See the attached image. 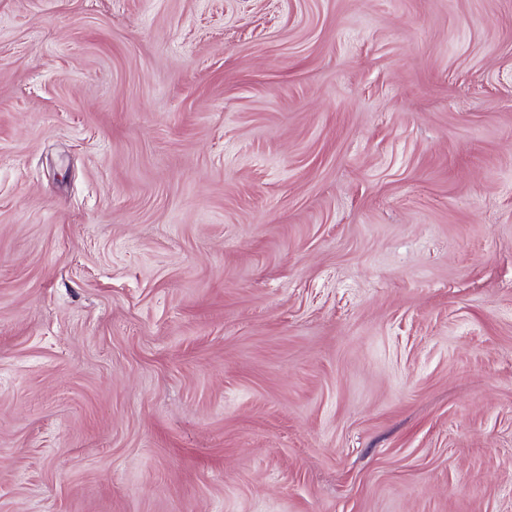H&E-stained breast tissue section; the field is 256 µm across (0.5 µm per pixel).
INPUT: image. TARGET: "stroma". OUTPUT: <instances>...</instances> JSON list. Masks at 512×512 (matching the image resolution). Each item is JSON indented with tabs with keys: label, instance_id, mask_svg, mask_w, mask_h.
<instances>
[{
	"label": "stroma",
	"instance_id": "1",
	"mask_svg": "<svg viewBox=\"0 0 512 512\" xmlns=\"http://www.w3.org/2000/svg\"><path fill=\"white\" fill-rule=\"evenodd\" d=\"M0 512H512V0H0Z\"/></svg>",
	"mask_w": 512,
	"mask_h": 512
}]
</instances>
